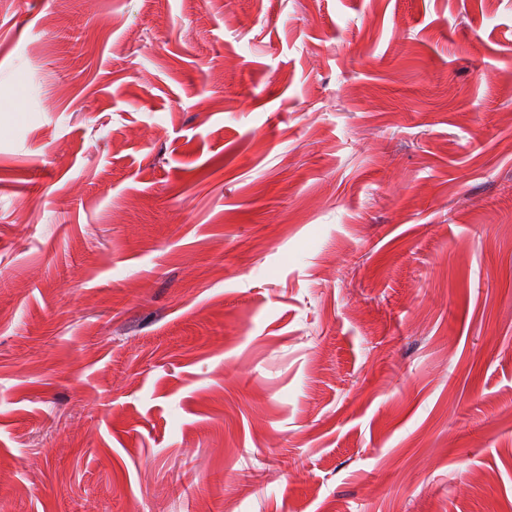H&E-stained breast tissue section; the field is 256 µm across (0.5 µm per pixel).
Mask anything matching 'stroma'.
<instances>
[{
    "label": "stroma",
    "instance_id": "stroma-1",
    "mask_svg": "<svg viewBox=\"0 0 512 512\" xmlns=\"http://www.w3.org/2000/svg\"><path fill=\"white\" fill-rule=\"evenodd\" d=\"M0 512H512V0H0Z\"/></svg>",
    "mask_w": 512,
    "mask_h": 512
}]
</instances>
